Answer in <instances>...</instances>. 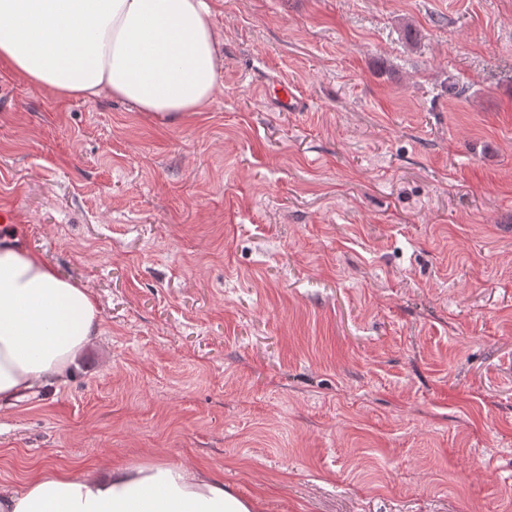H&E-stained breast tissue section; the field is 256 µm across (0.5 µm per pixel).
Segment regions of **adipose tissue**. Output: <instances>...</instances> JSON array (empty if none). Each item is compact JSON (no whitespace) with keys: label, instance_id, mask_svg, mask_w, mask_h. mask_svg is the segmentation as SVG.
I'll return each mask as SVG.
<instances>
[{"label":"adipose tissue","instance_id":"adipose-tissue-1","mask_svg":"<svg viewBox=\"0 0 512 512\" xmlns=\"http://www.w3.org/2000/svg\"><path fill=\"white\" fill-rule=\"evenodd\" d=\"M0 64L60 98L107 93L171 122L220 90L209 0H0ZM100 334L92 294L38 254L0 246V400L67 375ZM0 512H250L223 477L163 462L45 470Z\"/></svg>","mask_w":512,"mask_h":512}]
</instances>
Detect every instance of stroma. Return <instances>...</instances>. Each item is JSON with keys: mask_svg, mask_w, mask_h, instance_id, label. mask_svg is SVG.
I'll list each match as a JSON object with an SVG mask.
<instances>
[{"mask_svg": "<svg viewBox=\"0 0 512 512\" xmlns=\"http://www.w3.org/2000/svg\"><path fill=\"white\" fill-rule=\"evenodd\" d=\"M209 2L178 124L0 69V203L102 325L0 405V489L166 462L252 512H512V0ZM267 94L283 112H297L303 107L302 96L288 83L273 81L268 85Z\"/></svg>", "mask_w": 512, "mask_h": 512, "instance_id": "stroma-1", "label": "stroma"}]
</instances>
